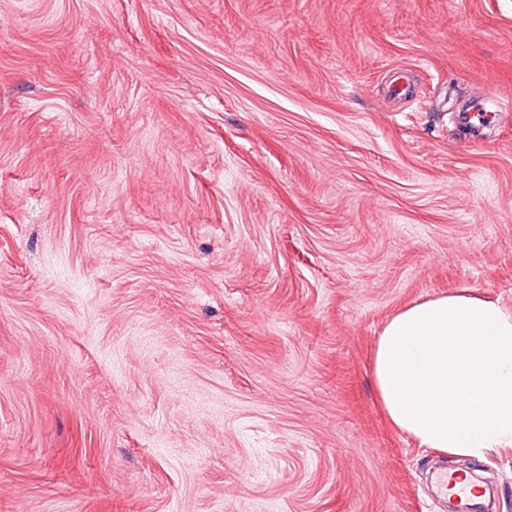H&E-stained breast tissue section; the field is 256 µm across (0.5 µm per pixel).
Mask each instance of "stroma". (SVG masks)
Masks as SVG:
<instances>
[{"instance_id":"35a3bbf8","label":"stroma","mask_w":512,"mask_h":512,"mask_svg":"<svg viewBox=\"0 0 512 512\" xmlns=\"http://www.w3.org/2000/svg\"><path fill=\"white\" fill-rule=\"evenodd\" d=\"M499 98L512 0H0V512H512L370 369L411 302L512 309Z\"/></svg>"}]
</instances>
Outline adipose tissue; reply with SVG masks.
I'll return each mask as SVG.
<instances>
[{
  "label": "adipose tissue",
  "mask_w": 512,
  "mask_h": 512,
  "mask_svg": "<svg viewBox=\"0 0 512 512\" xmlns=\"http://www.w3.org/2000/svg\"><path fill=\"white\" fill-rule=\"evenodd\" d=\"M372 372L389 422L440 455L512 448V310L467 291L412 303L376 338Z\"/></svg>",
  "instance_id": "ef3b65f1"
}]
</instances>
